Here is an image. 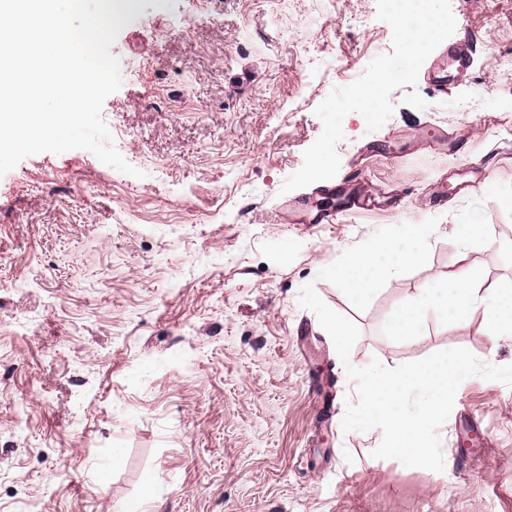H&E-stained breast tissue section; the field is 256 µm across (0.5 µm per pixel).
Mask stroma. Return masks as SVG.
<instances>
[{"label": "stroma", "instance_id": "1", "mask_svg": "<svg viewBox=\"0 0 512 512\" xmlns=\"http://www.w3.org/2000/svg\"><path fill=\"white\" fill-rule=\"evenodd\" d=\"M420 22L429 47L391 83L410 44L381 0H134L102 118L137 175L74 149L0 176V512H512V387L462 382L443 471L375 458L383 433L343 430L355 384L299 304L311 282L356 323L357 367L456 347L512 365L477 312L392 331L420 286L463 270L512 306V0H429ZM464 38L471 70L432 91ZM353 81L378 86L377 113ZM345 175L377 208L298 223L301 202L335 211ZM433 217L427 264L367 309L319 279ZM477 220L488 234L456 235Z\"/></svg>", "mask_w": 512, "mask_h": 512}]
</instances>
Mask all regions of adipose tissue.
<instances>
[{"instance_id": "obj_1", "label": "adipose tissue", "mask_w": 512, "mask_h": 512, "mask_svg": "<svg viewBox=\"0 0 512 512\" xmlns=\"http://www.w3.org/2000/svg\"><path fill=\"white\" fill-rule=\"evenodd\" d=\"M441 294L446 297L445 308L451 319H461L478 310L491 338L512 336V312H503L494 296L481 294L473 276L468 274H453L447 282L427 283L419 288L413 302L394 318L393 326L399 335H416L425 312L436 308V298Z\"/></svg>"}]
</instances>
